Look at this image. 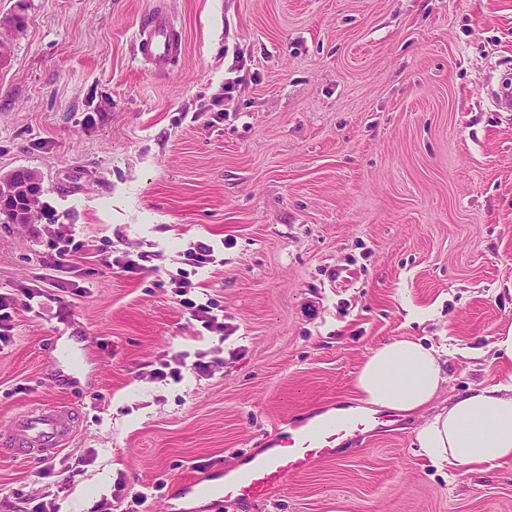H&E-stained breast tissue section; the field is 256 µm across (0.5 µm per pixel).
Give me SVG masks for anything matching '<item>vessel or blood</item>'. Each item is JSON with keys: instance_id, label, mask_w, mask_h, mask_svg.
<instances>
[{"instance_id": "b4317fda", "label": "vessel or blood", "mask_w": 512, "mask_h": 512, "mask_svg": "<svg viewBox=\"0 0 512 512\" xmlns=\"http://www.w3.org/2000/svg\"><path fill=\"white\" fill-rule=\"evenodd\" d=\"M134 36L142 57L156 69L166 68L182 52L181 33L166 15L155 14L141 21ZM371 425V419L359 413H340L331 403L320 404L277 427L259 452L206 472L187 485L186 491L218 502L265 501L289 478L338 458L342 447L353 437L368 432ZM75 434L72 408L37 402L15 419L6 444L21 456L50 458L65 448Z\"/></svg>"}]
</instances>
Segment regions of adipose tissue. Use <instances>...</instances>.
<instances>
[{"mask_svg": "<svg viewBox=\"0 0 512 512\" xmlns=\"http://www.w3.org/2000/svg\"><path fill=\"white\" fill-rule=\"evenodd\" d=\"M500 367L493 383L451 399L414 432L438 467L479 470L512 461V336L497 343ZM442 352L409 338L383 343L355 380L362 411L409 416L426 408L447 381Z\"/></svg>", "mask_w": 512, "mask_h": 512, "instance_id": "adipose-tissue-1", "label": "adipose tissue"}]
</instances>
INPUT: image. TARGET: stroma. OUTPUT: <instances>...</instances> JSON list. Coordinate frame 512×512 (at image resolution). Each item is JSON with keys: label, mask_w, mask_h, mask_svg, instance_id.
I'll use <instances>...</instances> for the list:
<instances>
[{"label": "stroma", "mask_w": 512, "mask_h": 512, "mask_svg": "<svg viewBox=\"0 0 512 512\" xmlns=\"http://www.w3.org/2000/svg\"><path fill=\"white\" fill-rule=\"evenodd\" d=\"M24 28L0 65V179H41V216L0 223V291L19 310L0 350V435L35 402L77 412L54 458L0 446V512L104 498L128 512H242L181 498L192 474L261 448L289 416L355 405L384 342L447 345L436 399L489 384L512 332V0H0ZM168 15L166 71L133 34ZM244 77L232 93L231 66ZM85 244L50 277L47 227ZM231 241L200 269L224 336L162 280L189 243ZM144 253L142 273L108 267ZM208 351L209 376L152 379L163 355ZM428 411L381 413L341 459L254 512H512V462L435 467ZM22 296V298L19 297ZM47 297L41 288H24L20 293L0 292V347L7 344L11 339L12 321L14 314L17 313L18 307H22L28 311H32L35 306L40 307L41 300L39 298Z\"/></svg>", "instance_id": "obj_1"}]
</instances>
